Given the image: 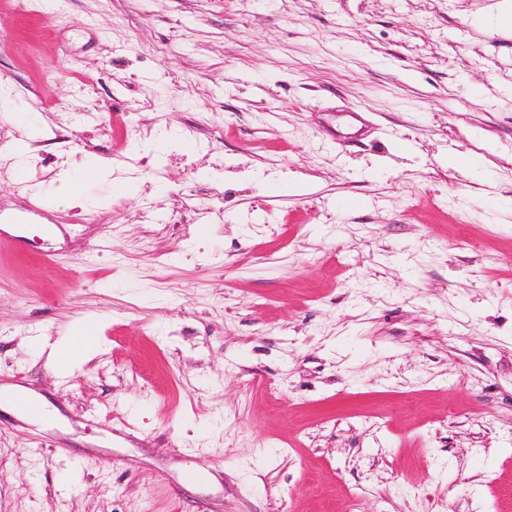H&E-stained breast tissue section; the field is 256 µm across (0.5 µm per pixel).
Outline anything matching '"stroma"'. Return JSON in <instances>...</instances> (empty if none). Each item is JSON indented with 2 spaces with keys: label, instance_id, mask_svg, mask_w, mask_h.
I'll return each instance as SVG.
<instances>
[{
  "label": "stroma",
  "instance_id": "stroma-1",
  "mask_svg": "<svg viewBox=\"0 0 512 512\" xmlns=\"http://www.w3.org/2000/svg\"><path fill=\"white\" fill-rule=\"evenodd\" d=\"M496 2L0 0V512H512ZM87 325L96 327L97 333L86 336ZM99 322L90 318L77 329L75 336L58 345L52 352L50 363L59 374L70 373L74 366L92 359L100 349Z\"/></svg>",
  "mask_w": 512,
  "mask_h": 512
}]
</instances>
